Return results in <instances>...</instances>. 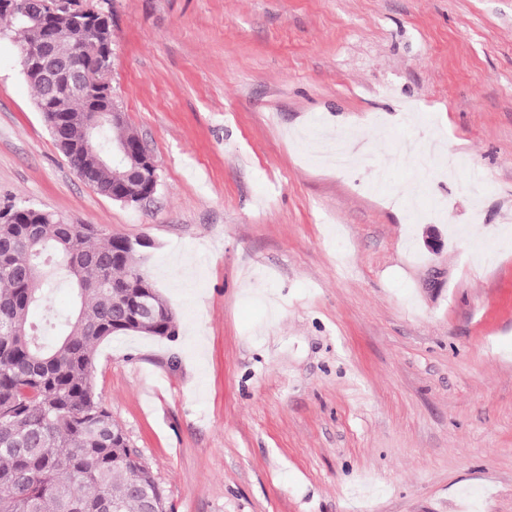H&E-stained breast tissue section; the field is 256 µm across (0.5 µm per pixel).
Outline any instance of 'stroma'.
Instances as JSON below:
<instances>
[{"label":"stroma","instance_id":"stroma-1","mask_svg":"<svg viewBox=\"0 0 512 512\" xmlns=\"http://www.w3.org/2000/svg\"><path fill=\"white\" fill-rule=\"evenodd\" d=\"M121 204L0 20V209L147 241L93 382L172 512H512V0H107ZM47 102L49 109L48 112H42L43 118L59 150L75 171L81 166H95L97 185L104 187L114 182L117 169H123L113 165L114 163L124 166L127 161H132L133 166L127 175L139 179L148 191L136 197L126 196L120 190L123 182H114L109 190L112 198L125 203L132 201L140 203L153 196L158 183L156 162L144 149L141 141L135 144L134 148L128 144L135 142L138 137L126 125L124 118L114 120L122 117V113L114 103L112 107L105 110L90 111L91 116L87 123L92 134L111 118L114 121L107 125L99 140L93 144L92 150L88 151L86 149V111L95 107H106L110 100L101 99L92 90H88L77 95L58 94ZM61 117L65 118L66 122L62 127L63 133L59 135L55 123ZM126 141L128 143H121ZM108 154H112V159L107 158ZM135 157H139V162L134 160Z\"/></svg>","mask_w":512,"mask_h":512}]
</instances>
